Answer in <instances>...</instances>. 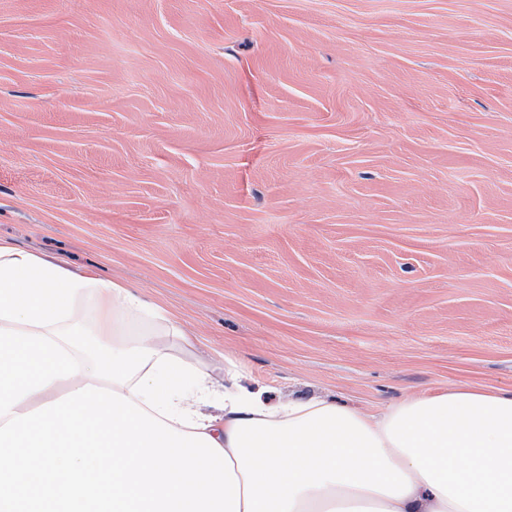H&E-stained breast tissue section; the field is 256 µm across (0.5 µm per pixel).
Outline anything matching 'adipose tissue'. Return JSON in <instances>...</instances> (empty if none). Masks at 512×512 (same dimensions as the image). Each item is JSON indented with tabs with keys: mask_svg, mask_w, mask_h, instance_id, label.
I'll return each mask as SVG.
<instances>
[{
	"mask_svg": "<svg viewBox=\"0 0 512 512\" xmlns=\"http://www.w3.org/2000/svg\"><path fill=\"white\" fill-rule=\"evenodd\" d=\"M157 313L0 242V512H512V389L371 414L228 387L210 413L193 338L142 325Z\"/></svg>",
	"mask_w": 512,
	"mask_h": 512,
	"instance_id": "ef3b65f1",
	"label": "adipose tissue"
}]
</instances>
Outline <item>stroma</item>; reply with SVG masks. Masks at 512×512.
<instances>
[{"instance_id": "35a3bbf8", "label": "stroma", "mask_w": 512, "mask_h": 512, "mask_svg": "<svg viewBox=\"0 0 512 512\" xmlns=\"http://www.w3.org/2000/svg\"><path fill=\"white\" fill-rule=\"evenodd\" d=\"M0 240L271 404L512 389V0H0Z\"/></svg>"}]
</instances>
